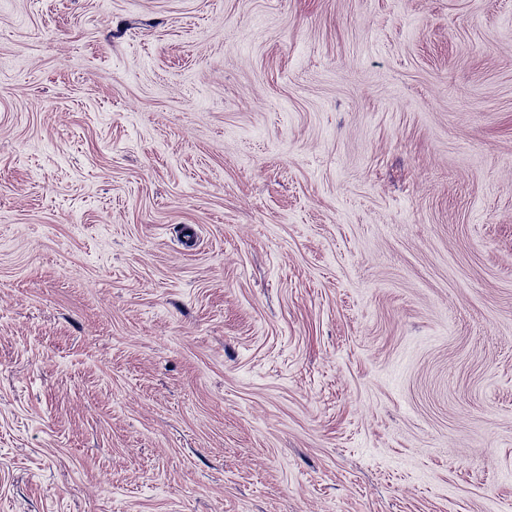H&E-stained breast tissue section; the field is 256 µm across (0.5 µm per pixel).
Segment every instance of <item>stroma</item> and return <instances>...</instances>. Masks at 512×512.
<instances>
[{"label": "stroma", "mask_w": 512, "mask_h": 512, "mask_svg": "<svg viewBox=\"0 0 512 512\" xmlns=\"http://www.w3.org/2000/svg\"><path fill=\"white\" fill-rule=\"evenodd\" d=\"M0 512H512V0H0Z\"/></svg>", "instance_id": "35a3bbf8"}]
</instances>
